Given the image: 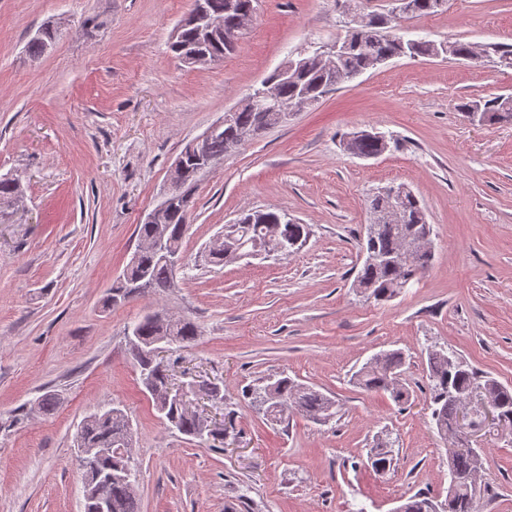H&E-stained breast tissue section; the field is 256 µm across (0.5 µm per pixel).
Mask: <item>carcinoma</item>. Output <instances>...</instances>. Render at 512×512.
Wrapping results in <instances>:
<instances>
[{
  "mask_svg": "<svg viewBox=\"0 0 512 512\" xmlns=\"http://www.w3.org/2000/svg\"><path fill=\"white\" fill-rule=\"evenodd\" d=\"M211 15L230 30L240 25L243 18L257 9L258 0H238V10L225 9V0H205ZM414 9L407 18H423L437 13L435 0H413ZM368 20L346 31L345 38L350 45L345 55L333 67L327 66L315 55L306 57L303 76L291 80L280 79L275 74L265 78L272 84L277 97L283 102H292L298 89L315 91L323 86L337 89L357 75L376 69V62L382 57L403 58L406 56L400 40L407 37L408 31L391 33L384 26V13L369 11ZM57 30L47 24L29 40L27 54L32 60L40 59L55 39ZM415 57H437V42L425 37L412 39ZM449 55L456 59L484 62L483 45L468 41L448 42ZM169 49L178 60L192 54L204 55L209 61L224 60V39L209 42L200 40L191 24L185 22L177 36L170 42ZM476 110L484 113L488 124L512 123V98L495 96L488 99L463 101L458 105L462 114ZM278 125L275 111L260 112L253 108L249 97H244L229 111L224 128L215 133L209 144L213 154H227L244 146L248 133L257 126ZM355 152L364 155L378 154L383 146L373 138H362L353 143ZM180 195L194 202L199 186L197 164L188 157L183 170L177 174ZM25 194L23 181L13 177H0V218L11 214V210L22 202ZM368 208L376 221L373 237L361 238L359 252L363 255V266L359 271L354 287L377 302L390 300L402 290L412 273H421L431 264L432 253L428 250H410L416 240L431 235L430 224L416 195L408 193L398 202L380 195L368 200ZM191 207L181 204L168 211L157 224H139L136 235L146 243L158 242L170 253H181L182 241L189 227ZM310 231L306 224H299L288 218V214L277 210L252 211L242 215L239 223L231 224L224 230V240L213 244L208 250L207 263L226 266L234 262L236 253L253 248L261 241L274 250L279 245L297 239H307ZM380 255L402 257L394 264H380L368 259L370 252ZM175 287L174 276L167 262L156 255L150 247L131 257L123 272L112 285L111 303L116 305L132 297L161 295ZM142 347L171 338L177 349L191 346L200 335L197 323L187 317L165 316L164 320L149 321L142 318L134 323ZM137 371L153 373V384L145 388L155 409L165 422L175 421L174 429L183 435L204 441V436L213 433L203 429L205 420L176 406L165 391L167 369L152 361L147 352L133 358ZM404 353L389 350L374 355L353 376L354 383L370 392L387 393L398 405L410 401L409 389L402 381ZM427 378L429 384V405L431 421L440 437L457 438L455 419L458 398L474 390L483 391L500 404L506 418L504 428L512 431V389L501 385L496 379L474 369L464 359L448 353L445 348H434L427 353ZM252 399L269 398L264 410L266 419L281 421L289 412H296L312 422L327 423L339 412L337 401L321 391L282 377L270 385L252 389ZM75 444L87 452L78 457V465L83 479V495L91 493L106 480L105 486L109 501V512H140V503L132 493L130 481L118 476L129 469L136 471L133 456L122 458L116 455L103 456L100 448H130L133 446L130 420L120 407H114L109 414H94L87 417L75 434ZM368 459L372 469L380 473L391 467L392 454L389 447L375 438L369 448ZM448 469L457 478L451 497L444 503L423 492L408 497L404 512H477L475 497L478 481L485 474L484 460L479 451L460 452L456 443L448 448Z\"/></svg>",
  "mask_w": 512,
  "mask_h": 512,
  "instance_id": "carcinoma-1",
  "label": "carcinoma"
}]
</instances>
